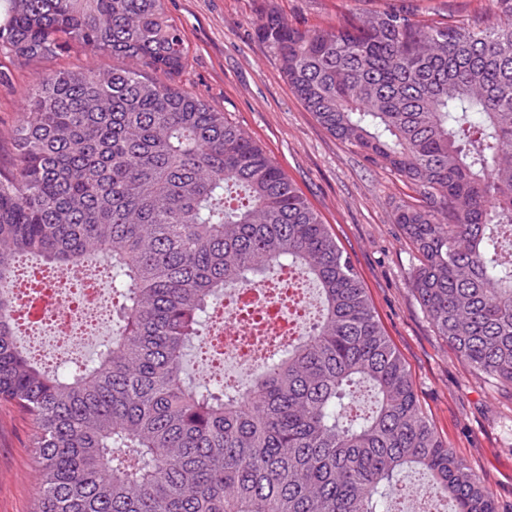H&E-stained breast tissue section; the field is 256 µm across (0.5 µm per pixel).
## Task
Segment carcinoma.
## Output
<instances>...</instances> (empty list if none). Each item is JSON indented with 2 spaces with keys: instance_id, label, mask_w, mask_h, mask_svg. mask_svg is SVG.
Returning <instances> with one entry per match:
<instances>
[{
  "instance_id": "cac0c4a2",
  "label": "carcinoma",
  "mask_w": 512,
  "mask_h": 512,
  "mask_svg": "<svg viewBox=\"0 0 512 512\" xmlns=\"http://www.w3.org/2000/svg\"><path fill=\"white\" fill-rule=\"evenodd\" d=\"M0 51L27 64L91 49L131 65L58 70L26 95L0 169V401L33 421L38 512H390L418 469L453 512L493 492L424 416L350 257L263 148L179 77L189 46L165 0H5ZM421 26L403 9L330 29L257 22L297 98L420 203L395 215L410 287L473 372L512 386V0ZM31 256H106L121 320L60 373L18 343ZM290 267L318 317L250 383L186 372L226 290Z\"/></svg>"
}]
</instances>
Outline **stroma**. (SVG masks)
Segmentation results:
<instances>
[{"label":"stroma","mask_w":512,"mask_h":512,"mask_svg":"<svg viewBox=\"0 0 512 512\" xmlns=\"http://www.w3.org/2000/svg\"><path fill=\"white\" fill-rule=\"evenodd\" d=\"M404 7L413 20L498 16L490 0H166L190 53L181 86L253 138L329 224L370 296L387 336L413 377L419 403L440 436L489 486L499 512H512V386H493L437 336L409 286L415 253L395 222L416 193L397 175L364 160L308 112L257 34L277 10L302 28H330L352 15ZM110 57L85 50L22 64L0 52V167L13 161V130L25 96L53 70L108 69ZM33 423L0 402V512H36Z\"/></svg>","instance_id":"35a3bbf8"}]
</instances>
